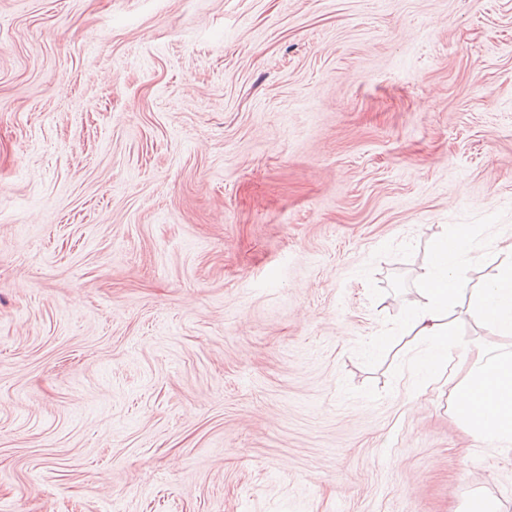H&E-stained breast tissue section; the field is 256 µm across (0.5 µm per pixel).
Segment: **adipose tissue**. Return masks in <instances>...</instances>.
<instances>
[{
  "label": "adipose tissue",
  "instance_id": "obj_1",
  "mask_svg": "<svg viewBox=\"0 0 512 512\" xmlns=\"http://www.w3.org/2000/svg\"><path fill=\"white\" fill-rule=\"evenodd\" d=\"M475 239L473 228L456 227L434 242L428 263L418 276L419 299L403 319L407 333L427 344L415 361L418 372L429 375L446 369L448 349L454 345L451 313L468 299L489 331L512 336V260L500 262L483 288L466 292L459 270ZM458 357L469 365L467 380L452 391V406L460 426L483 442L512 446V356L484 346L459 347Z\"/></svg>",
  "mask_w": 512,
  "mask_h": 512
}]
</instances>
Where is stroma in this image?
Listing matches in <instances>:
<instances>
[{
	"mask_svg": "<svg viewBox=\"0 0 512 512\" xmlns=\"http://www.w3.org/2000/svg\"><path fill=\"white\" fill-rule=\"evenodd\" d=\"M447 225L481 286L512 0H0V512H512L396 333Z\"/></svg>",
	"mask_w": 512,
	"mask_h": 512,
	"instance_id": "stroma-1",
	"label": "stroma"
}]
</instances>
